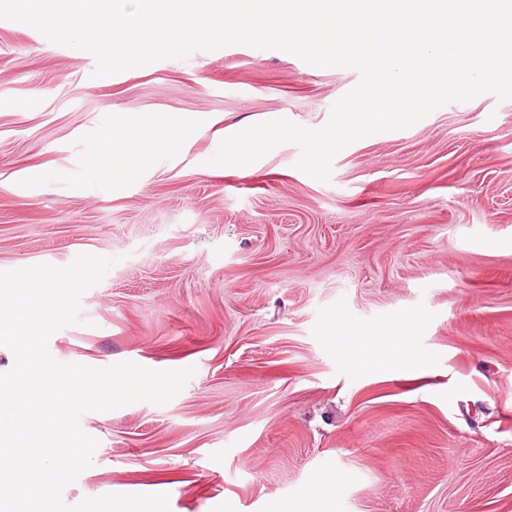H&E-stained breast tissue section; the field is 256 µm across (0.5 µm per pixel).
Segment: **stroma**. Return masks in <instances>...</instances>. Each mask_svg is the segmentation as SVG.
I'll list each match as a JSON object with an SVG mask.
<instances>
[{
  "label": "stroma",
  "instance_id": "stroma-1",
  "mask_svg": "<svg viewBox=\"0 0 512 512\" xmlns=\"http://www.w3.org/2000/svg\"><path fill=\"white\" fill-rule=\"evenodd\" d=\"M95 67L0 19V271L116 258L52 357L196 372L167 404L84 414L99 445L64 502L512 512V100L360 139L324 183L292 143L247 175L208 160L256 123L323 126L356 70L242 45ZM134 119L197 133L90 178L89 144Z\"/></svg>",
  "mask_w": 512,
  "mask_h": 512
}]
</instances>
